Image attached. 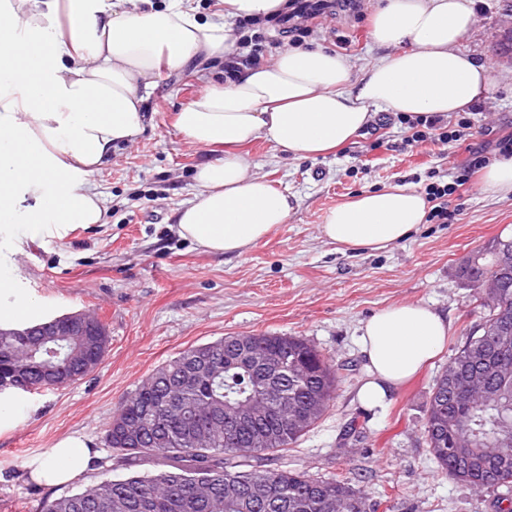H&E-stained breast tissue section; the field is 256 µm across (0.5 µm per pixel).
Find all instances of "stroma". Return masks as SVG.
Segmentation results:
<instances>
[{"instance_id": "obj_1", "label": "stroma", "mask_w": 512, "mask_h": 512, "mask_svg": "<svg viewBox=\"0 0 512 512\" xmlns=\"http://www.w3.org/2000/svg\"><path fill=\"white\" fill-rule=\"evenodd\" d=\"M377 0L313 21L306 46L343 52L353 71L380 51L370 37ZM475 24L460 46L493 68L489 95L471 109L475 132L459 144L407 145L404 128L366 129L336 154L299 159L256 140L244 149L253 173L293 203L287 223L243 255L213 254L179 236L175 214L196 191L197 166L223 149L190 145L175 118L207 80L194 68L160 66L149 100L152 120L111 162L90 177L105 198V220L62 239L23 240L15 255L26 287L53 316L91 310L111 336L101 365L59 389L23 393L15 425L0 431V512H40L44 500L87 488L105 477L153 471L157 457L125 466L104 444L120 403L165 361L224 336H300L338 368L328 411L287 453L273 457L312 475L348 480L369 502L390 512H498L495 492H477L441 472L424 428L434 380L481 321V291L466 276L472 257L497 238H512V195L482 190L472 175L466 192L451 196L449 224H419L379 250L344 248L324 239L327 210L361 192L389 185L423 190L453 180L471 149L497 156L496 141L512 131V53L502 51L512 28V0H473ZM420 302L451 324L444 351L384 406L358 397L367 369L358 345L362 324L390 306ZM79 432L98 460L73 484L31 481L26 461Z\"/></svg>"}]
</instances>
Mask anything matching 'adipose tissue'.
<instances>
[{
  "label": "adipose tissue",
  "mask_w": 512,
  "mask_h": 512,
  "mask_svg": "<svg viewBox=\"0 0 512 512\" xmlns=\"http://www.w3.org/2000/svg\"><path fill=\"white\" fill-rule=\"evenodd\" d=\"M200 17L189 0L144 9L140 0H0V325L43 322V305L18 286L14 236L65 237L101 223L105 211L88 179L113 149L149 120L160 65L180 69L236 54L237 18L287 12L289 0H223ZM475 23L472 0H381L371 37L384 54L353 74L345 57L287 47L273 63L244 67L236 80L207 84L177 114L198 148L223 147L199 166L197 191L176 213L179 235L213 254L240 255L286 223L293 205L252 174L239 146L263 138L281 152L324 157L355 139L386 108L405 115L468 111L493 86L488 63L460 49ZM430 209L416 190L365 191L323 217V238L381 250L408 237ZM449 321L421 303H404L361 327L370 407L442 350ZM96 454L86 436L56 441L29 460L32 481L64 485L85 477Z\"/></svg>",
  "instance_id": "ef3b65f1"
}]
</instances>
